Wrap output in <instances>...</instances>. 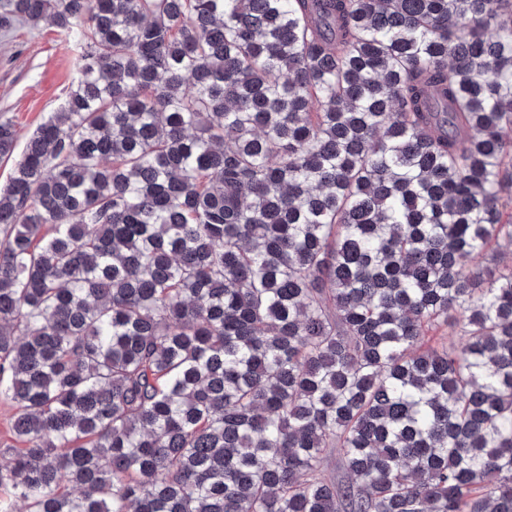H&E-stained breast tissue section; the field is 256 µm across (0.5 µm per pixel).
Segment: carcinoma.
<instances>
[{
    "mask_svg": "<svg viewBox=\"0 0 512 512\" xmlns=\"http://www.w3.org/2000/svg\"><path fill=\"white\" fill-rule=\"evenodd\" d=\"M20 23L81 53L0 188V512H512V0ZM13 403L5 396H0V448L16 446L13 441L12 422L15 415Z\"/></svg>",
    "mask_w": 512,
    "mask_h": 512,
    "instance_id": "cac0c4a2",
    "label": "carcinoma"
}]
</instances>
